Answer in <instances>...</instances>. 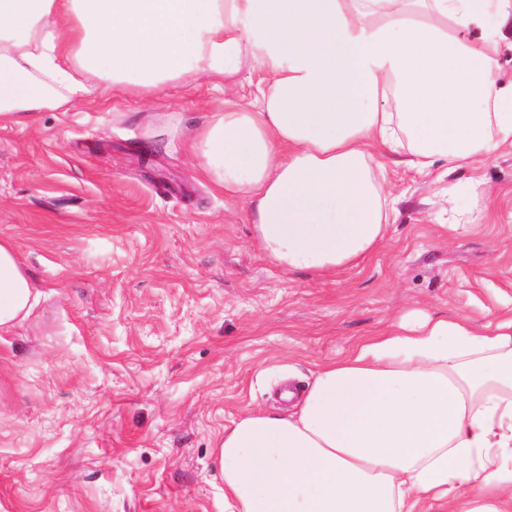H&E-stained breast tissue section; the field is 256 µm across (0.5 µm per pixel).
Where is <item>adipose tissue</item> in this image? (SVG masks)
Returning a JSON list of instances; mask_svg holds the SVG:
<instances>
[{"instance_id":"adipose-tissue-1","label":"adipose tissue","mask_w":512,"mask_h":512,"mask_svg":"<svg viewBox=\"0 0 512 512\" xmlns=\"http://www.w3.org/2000/svg\"><path fill=\"white\" fill-rule=\"evenodd\" d=\"M508 51L512 0H0V122L212 80L223 111L170 142L270 264L326 279L388 243L384 153L427 175L512 152ZM37 301L0 240V334ZM285 397L216 442L225 512H512V306L406 312Z\"/></svg>"}]
</instances>
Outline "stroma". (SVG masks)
Listing matches in <instances>:
<instances>
[{"instance_id": "obj_1", "label": "stroma", "mask_w": 512, "mask_h": 512, "mask_svg": "<svg viewBox=\"0 0 512 512\" xmlns=\"http://www.w3.org/2000/svg\"><path fill=\"white\" fill-rule=\"evenodd\" d=\"M223 109L203 82L0 123V239L40 292L0 335V512H224L225 426L290 411L282 384L406 311L483 322L512 299V155L480 167L475 222L447 243L441 184L388 164V244L318 279L265 260L245 203L180 146L115 119Z\"/></svg>"}]
</instances>
